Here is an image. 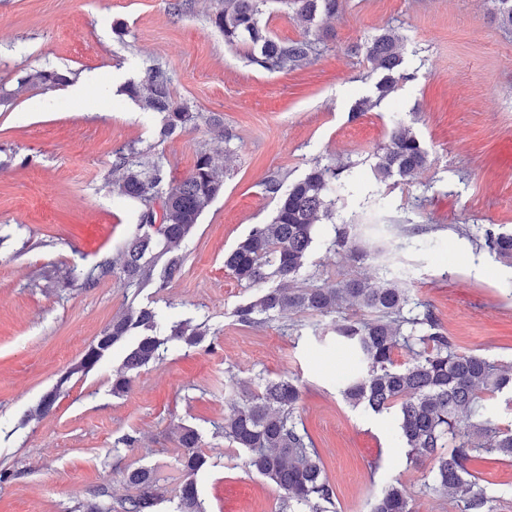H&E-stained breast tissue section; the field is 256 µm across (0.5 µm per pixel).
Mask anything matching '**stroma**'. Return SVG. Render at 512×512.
I'll return each instance as SVG.
<instances>
[{
    "label": "stroma",
    "instance_id": "obj_1",
    "mask_svg": "<svg viewBox=\"0 0 512 512\" xmlns=\"http://www.w3.org/2000/svg\"><path fill=\"white\" fill-rule=\"evenodd\" d=\"M173 2L0 0V81L33 69L96 80L81 97L63 85L0 104V470L17 474L0 483V512H77L99 485L119 499L132 492L125 472L142 465L158 478V512H175L182 472L172 429L182 424L199 431L209 457L196 477L205 512H277L275 486L214 434L230 374L251 387L261 376L297 380L298 413L335 486L330 512H370L392 483L403 485L414 512H457L425 491L429 464L407 466L392 441V414L343 400L338 381L354 368L346 345L318 339L301 313L256 328L235 321L253 291L225 269L224 253L270 221L267 175L295 180L314 161H335L358 178L337 219L360 223L363 242L396 250L412 271L407 288L433 304L461 350L512 363V268L476 241L477 226H512V28L500 25L492 0H347L339 16L317 23V59L268 72L212 26L221 0H188L179 13ZM389 28L404 38L408 78L352 117L353 102L373 96L375 78L349 49ZM158 63L173 77L174 100L205 116L163 143L158 116L121 92ZM211 114L223 119L230 144L215 139ZM395 114L424 141L430 163L410 183L380 184L373 153ZM130 142L167 156L172 184L198 151L231 149L219 168L224 191L182 243L184 272L169 288L134 296L116 277L93 289L64 285L70 268L115 256L136 222L106 181L113 150ZM312 262L319 280L376 275L375 261L322 247ZM131 302L167 323L207 321L211 333L191 348L169 344L116 397L124 346L88 373L72 368ZM66 372L72 378L53 412L31 417ZM129 433L131 448L121 443ZM468 468L495 497V512H512V463L476 459Z\"/></svg>",
    "mask_w": 512,
    "mask_h": 512
}]
</instances>
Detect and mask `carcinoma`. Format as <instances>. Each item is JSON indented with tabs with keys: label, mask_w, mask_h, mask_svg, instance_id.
I'll use <instances>...</instances> for the list:
<instances>
[{
	"label": "carcinoma",
	"mask_w": 512,
	"mask_h": 512,
	"mask_svg": "<svg viewBox=\"0 0 512 512\" xmlns=\"http://www.w3.org/2000/svg\"><path fill=\"white\" fill-rule=\"evenodd\" d=\"M271 0H224V8L211 17L229 45H244L250 64L267 71L301 69L316 57L319 38L312 32L322 17L331 18L343 9L344 0H277L287 6L304 27L295 40L279 38L263 23L264 7ZM363 55L377 76L375 99L363 97L352 106L362 114L406 79L400 37L392 29L364 44ZM68 82L56 70H31L16 78V86H0V103H7L34 87L50 89ZM172 77L160 65L148 68L141 79L127 82L121 92L141 109L161 115L158 141L196 126L202 113L191 111L172 98ZM153 145L140 148L129 143L113 152L108 184L118 196L137 205V223L117 253L95 264L66 273V284L94 288L114 276L137 291L152 286L168 287L183 268L179 253L204 210L220 195L223 181L217 170L220 156L207 150L196 154L185 179L166 182L167 160L151 155ZM372 173L381 184L392 178L407 180L428 163L423 141L400 118L391 120L388 140L374 153ZM345 168L329 160H317L305 175L291 183L272 176L264 181L265 192L276 201L271 221L257 224L247 237L224 253V268L247 288L259 293L239 305L234 313L245 326L263 325L285 312L317 318L315 335L333 333L356 356L358 368L340 384L350 406L374 414L395 412L397 436L407 449L406 462H433L431 482L425 488L454 502L458 512H493L494 498L477 487L468 462L481 456L512 461V428H502L487 416L488 398L512 393V365L480 354L461 351L448 336L428 301L415 300L398 280L375 281L349 278L335 283L301 286L302 271L315 243L316 226L331 220L336 204L349 192ZM356 224L351 220L332 225L324 239L329 250L344 252L355 262L371 258L373 250L357 244ZM481 248L512 267V229H484ZM354 309L369 318H322ZM209 334L207 322L189 319L160 325L156 312L133 305L112 319L89 345L75 370L62 375L55 389L44 395L35 413L46 415L74 372L92 370L117 344L126 354L112 378V395L128 392L132 372L163 357L169 342L196 346ZM405 351L408 361L396 363L394 355ZM227 412L214 424L217 433L234 448L249 454L248 466L282 491L279 512H329L335 488L325 472L315 442L298 414L301 390L290 377H258L255 390L241 388L230 375L224 380ZM174 435L184 449L180 465L185 480L179 490L177 512H205L198 499L196 476L208 457L199 451L197 429L179 426ZM134 494L112 503L109 488L91 491V501L81 512H157L162 501L155 471L139 466L126 472ZM371 512H413L404 490L391 485L375 501Z\"/></svg>",
	"instance_id": "1"
}]
</instances>
